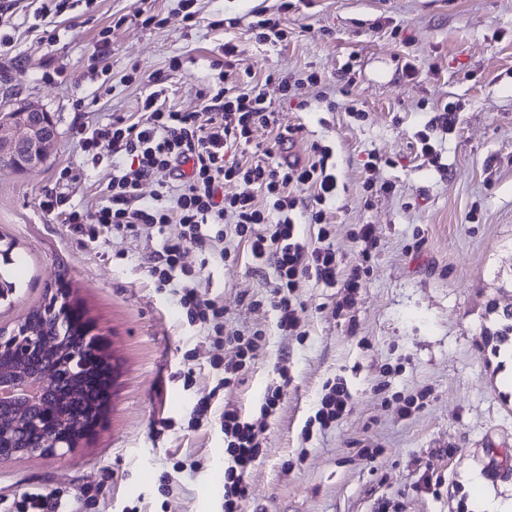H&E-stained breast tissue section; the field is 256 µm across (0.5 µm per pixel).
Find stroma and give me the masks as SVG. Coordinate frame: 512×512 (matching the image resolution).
I'll use <instances>...</instances> for the list:
<instances>
[{
	"instance_id": "stroma-1",
	"label": "stroma",
	"mask_w": 512,
	"mask_h": 512,
	"mask_svg": "<svg viewBox=\"0 0 512 512\" xmlns=\"http://www.w3.org/2000/svg\"><path fill=\"white\" fill-rule=\"evenodd\" d=\"M39 6L19 0L0 26L11 37L0 49V102L38 104L58 131L42 166L0 170V240L15 241L22 283L0 303V330L66 286L112 380L99 424L73 450L0 464V501L42 486L88 494L85 512H221L224 435L218 422L194 429L189 420L229 347L156 290L145 258L160 238L78 233L39 203L60 192L75 207L99 202L112 154L104 143L84 154L79 127L136 118L153 90L142 77L153 72L165 77L167 106L195 107L229 41L256 79H304L306 109L273 101L295 130L276 157L301 160L313 142L328 145L344 187L327 211L339 283L300 280L298 334L251 305L270 296L272 270L253 269L244 253L231 265L195 248L184 257L223 303L225 334L265 332L213 414L229 406L257 419L268 389L288 381L259 433L240 512H485V500L511 502L512 389L490 333L512 311V0H196L191 22L180 0H70L48 18ZM148 11L161 26L141 27ZM259 12L283 14V40H256ZM104 31L110 47L100 55ZM408 60L419 70L411 81L401 72ZM313 73L320 82L307 85ZM447 104L449 128L439 120ZM425 141L437 160L421 155ZM372 154L391 194L363 189ZM66 167L73 181L60 180ZM364 224L378 245L350 295L341 282L361 262ZM329 381L347 388L350 410L304 434ZM421 392L423 407L403 414L404 398Z\"/></svg>"
}]
</instances>
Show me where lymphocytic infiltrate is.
<instances>
[{"instance_id":"lymphocytic-infiltrate-1","label":"lymphocytic infiltrate","mask_w":512,"mask_h":512,"mask_svg":"<svg viewBox=\"0 0 512 512\" xmlns=\"http://www.w3.org/2000/svg\"><path fill=\"white\" fill-rule=\"evenodd\" d=\"M198 109H165L158 93L148 95L140 115L132 121L119 117L108 124H85L78 132L82 152L108 143L112 152V181L96 205L71 208L63 196L41 202L46 214H59L65 224H99L112 234H142L163 239L161 249L146 258L156 288L172 295L189 324L206 335L223 337L233 355L224 363V375L214 389L199 398L193 416L203 420L220 390H231L263 348V330L244 329L224 334V307L217 297L202 291L185 252L206 249L221 261L236 256L244 243L252 262L272 268L275 287L268 304L277 315L280 331L299 325V303L294 295L300 278L325 284L336 282V252L325 228L327 207L339 194L328 146L312 144L306 160L273 161V148L291 140V128L281 126L272 105L268 83L256 80L237 58L232 43L224 45V65L217 81L199 89ZM260 129L275 131L273 146L255 142ZM171 178L156 184L151 202L140 188L154 182L156 171ZM244 189L226 194L225 185ZM309 189L306 197L299 188ZM318 225L313 244L301 242L298 220ZM224 434V512H238L248 496L246 477L260 456L255 425L233 409L219 416ZM81 496L36 487L15 502V512H81Z\"/></svg>"}]
</instances>
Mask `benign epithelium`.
Wrapping results in <instances>:
<instances>
[{"instance_id":"benign-epithelium-1","label":"benign epithelium","mask_w":512,"mask_h":512,"mask_svg":"<svg viewBox=\"0 0 512 512\" xmlns=\"http://www.w3.org/2000/svg\"><path fill=\"white\" fill-rule=\"evenodd\" d=\"M44 109L32 103L0 106V168L27 172L40 167L50 151L53 138L47 137L43 122L35 119ZM12 348L20 357L38 346L44 350L57 348L60 339L40 336L30 329L9 336ZM31 382L29 368L21 361L8 368L0 369V389H19ZM56 409L48 408L45 402L25 401L18 394L11 398H0V463L29 456L52 455L60 450H70L73 444L65 438L49 437L36 451L29 448H15L12 441L20 433L38 428L41 421L55 415Z\"/></svg>"}]
</instances>
